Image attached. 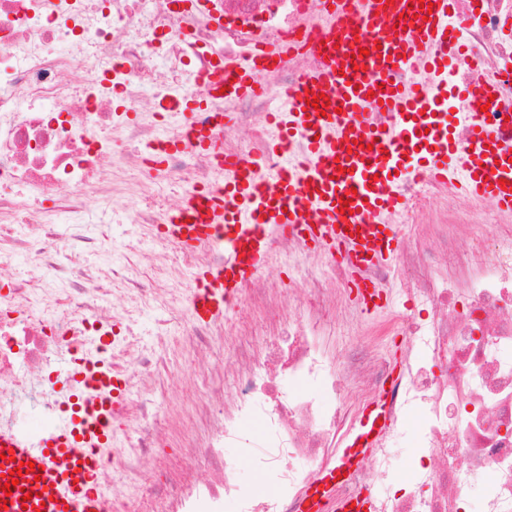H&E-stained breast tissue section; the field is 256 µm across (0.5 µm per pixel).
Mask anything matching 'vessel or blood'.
I'll return each mask as SVG.
<instances>
[{"label": "vessel or blood", "mask_w": 512, "mask_h": 512, "mask_svg": "<svg viewBox=\"0 0 512 512\" xmlns=\"http://www.w3.org/2000/svg\"><path fill=\"white\" fill-rule=\"evenodd\" d=\"M433 3L425 20L418 0H331L333 16L322 23L326 57L281 92L280 106L267 115L272 136L264 149L245 165L222 156L223 186L188 195L165 227L182 248L224 253L223 262L195 275L191 310L197 318L223 315L238 288L266 267L271 236L288 232L321 246L327 257L345 255L360 302L376 299L363 273L397 250L388 218L403 207L398 185L410 176L457 182L463 195L492 200L500 212L512 213V123L491 125L482 113H470L471 148L461 151L449 133L445 92L420 80L463 57L456 0ZM402 16L409 20L404 29L396 25ZM391 24L396 30L390 34ZM338 33L343 40L337 46L332 38ZM288 53L274 47L225 61L206 81L236 97L262 93L259 71ZM328 84L336 95L326 112L315 111L307 101ZM415 149L425 152L427 166L409 162ZM100 385L82 428L59 423L29 437L0 431V503L6 512H107L96 474L112 440L109 406L124 383L106 373ZM385 417L384 403L376 402L353 425L347 447H370ZM18 462L33 463L34 470L4 493Z\"/></svg>", "instance_id": "1"}]
</instances>
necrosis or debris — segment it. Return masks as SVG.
I'll return each instance as SVG.
<instances>
[{
  "label": "necrosis or debris",
  "instance_id": "necrosis-or-debris-1",
  "mask_svg": "<svg viewBox=\"0 0 512 512\" xmlns=\"http://www.w3.org/2000/svg\"><path fill=\"white\" fill-rule=\"evenodd\" d=\"M464 44L480 64L446 78L448 107L458 87L505 80L512 105V0H458ZM327 0H0V271L15 275L0 291V430L22 433L17 403L38 408L45 424L74 416L83 393L57 380L74 359L110 367L125 397L112 419H135L124 448L109 449L98 476L108 512H313L326 470L364 408L383 398L391 426L376 448L340 477L339 512H512V221L459 245L447 226L400 250L393 265L368 268L369 282H399L400 307H386L372 333L401 338L393 364L368 341L340 355L323 346L336 328V286H348L344 260L305 267L302 295H283L271 310L269 336L255 346L243 330L221 334L166 297L155 275L114 259V244L137 249L126 231L108 229L115 197H126L137 224L167 223V202L224 183L212 152L169 148L186 136L176 114L193 121L233 110L251 126L236 152L249 158L264 143L268 99H227L203 77L225 58H247L286 39L305 50L272 68L279 94L318 65L317 17ZM399 226L419 223L451 188L424 180L403 185ZM99 214L90 223V211ZM23 270H16L17 258ZM122 284L141 309L163 304L154 339L178 331L195 348L194 379L204 397L190 415L173 476L147 474L165 426L160 402L144 383L166 367L140 338L129 313H112ZM299 302L304 316L288 314ZM225 347L224 356L214 355ZM416 418L407 430L403 422ZM260 421L256 469L272 493H247L231 451L251 444ZM208 464L197 479L194 464ZM410 472V483L394 477Z\"/></svg>",
  "mask_w": 512,
  "mask_h": 512
}]
</instances>
